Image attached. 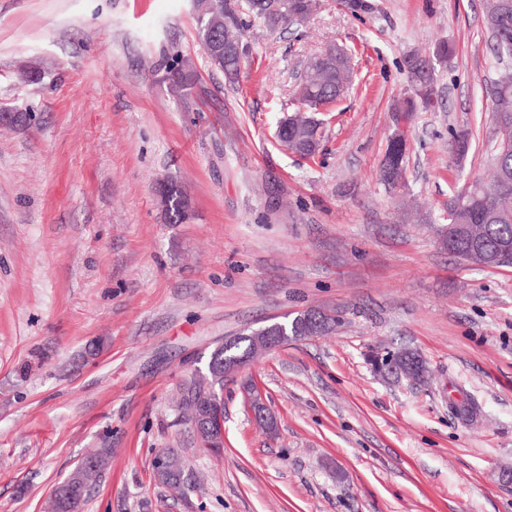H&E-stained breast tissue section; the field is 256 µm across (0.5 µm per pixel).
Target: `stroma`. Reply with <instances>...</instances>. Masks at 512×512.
Here are the masks:
<instances>
[{"mask_svg":"<svg viewBox=\"0 0 512 512\" xmlns=\"http://www.w3.org/2000/svg\"><path fill=\"white\" fill-rule=\"evenodd\" d=\"M373 2L362 19L320 0L301 24L250 20L231 85L205 61L191 0H0V113L35 114L0 126V512H44L105 445L81 512H512V266L455 259L437 235L449 198L490 173L482 0ZM331 43L355 51L354 72L303 159L274 131ZM176 51L200 77L189 99L163 80ZM414 53L437 101L408 126L391 194L381 168ZM25 63L41 81L20 78ZM166 182L189 199L183 223L159 206ZM310 307L340 312L336 332L225 381L224 452L199 448L183 382L225 338ZM385 348L418 351L430 382L383 379L370 356ZM164 450L188 494L156 482Z\"/></svg>","mask_w":512,"mask_h":512,"instance_id":"1","label":"stroma"}]
</instances>
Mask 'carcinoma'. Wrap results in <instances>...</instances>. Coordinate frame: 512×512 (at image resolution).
Masks as SVG:
<instances>
[{
    "label": "carcinoma",
    "mask_w": 512,
    "mask_h": 512,
    "mask_svg": "<svg viewBox=\"0 0 512 512\" xmlns=\"http://www.w3.org/2000/svg\"><path fill=\"white\" fill-rule=\"evenodd\" d=\"M484 21L491 34V51L497 63L502 65L494 82L492 98V120L496 128L493 146L494 172L490 181L474 178L465 187V192L448 199V223L468 224L472 234L480 237L488 249L493 250L504 238L512 239V177H504V170H512V125L501 127V121L512 119V18L502 25L500 13L502 0H483ZM318 0H203V11L198 20V34L208 63H213V46L224 49L218 70L228 80L237 77L246 48H237L241 39L233 35L245 24L247 18L263 20L268 29L293 23H303L316 13ZM349 51L336 48V58L322 53L309 58L303 65L304 77L296 87L299 107L294 119L279 130V138L288 141L292 153L304 158L315 156L322 144L323 126L318 120L309 118V113L323 105L334 104L345 92L347 75L353 66L348 64ZM410 95L398 103L396 111L404 113L405 120L413 117L418 108L429 109L436 100L434 75L429 63L414 55L407 61ZM165 80L181 97L188 98L197 88L194 67L181 60L176 52L166 69ZM470 147L469 133L460 131L453 135L450 149L458 157H464ZM408 146L403 139L390 137L387 143L383 169L391 172L394 179L401 178L405 168ZM160 194L167 198L165 217L171 224H180L186 219L184 201L186 196L173 183H165ZM340 317L320 308H310L294 316L288 323V332L305 340L311 336H325L336 329ZM245 341H237L231 348H214L209 356L207 372L192 375L182 384L179 410L188 421L199 440V446L211 440L210 431L204 427L209 411L224 410V354H242L247 351ZM383 372L396 379L404 378L413 384H427V366L419 352L402 348L391 354L390 364ZM95 462H79L69 476L58 483L51 494L52 512H79L72 507V500L83 504L99 477L108 468L112 449L94 450ZM159 484L175 487L188 480L183 462L171 454L169 470L155 474Z\"/></svg>",
    "instance_id": "carcinoma-1"
}]
</instances>
